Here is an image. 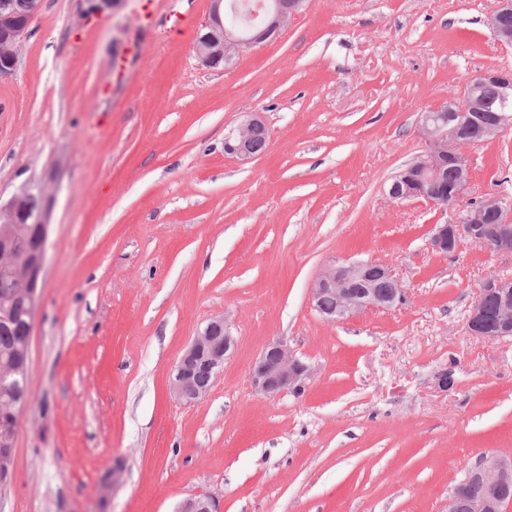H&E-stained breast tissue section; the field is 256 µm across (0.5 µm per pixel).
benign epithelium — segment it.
Masks as SVG:
<instances>
[{"label":"benign epithelium","mask_w":512,"mask_h":512,"mask_svg":"<svg viewBox=\"0 0 512 512\" xmlns=\"http://www.w3.org/2000/svg\"><path fill=\"white\" fill-rule=\"evenodd\" d=\"M305 0H264L261 9L268 25L244 37L224 26V0H212L204 33L196 43L200 62L212 69L267 39V32H281L302 11ZM116 0H78L75 22L86 23L109 15ZM489 24L502 44L512 45V0H497ZM31 19L0 9V76L14 73ZM495 86L504 98L512 94V70L489 69L470 79L448 104L422 115L424 150L395 177L389 189L394 200L422 199L439 203L437 191L445 171H450L460 197L470 185V163L464 147L500 137L512 128V108L503 107L472 127L461 117L481 115L486 91ZM266 129L262 120L250 117L239 123L224 141V152L241 160L258 155L253 148L255 133ZM54 205L53 178L21 183L12 196L0 200V279L12 298L26 304L27 315L35 318L39 309L43 271L47 258L50 216ZM464 240L489 244L496 253H512V211L496 196L483 198L466 210L454 224H436L429 241L431 250L446 255ZM336 300L331 311L322 307L326 297ZM315 310L331 322L343 321L365 309L391 310L406 299V289L393 267L372 261L338 262L324 269L311 288ZM495 316L489 318L488 303ZM469 332L483 339L512 338V279H485L467 317ZM235 347L226 317L209 318L187 345L170 378L171 393L185 403L205 398L224 371V361ZM310 377L306 364L297 358L284 340L265 345L249 371L254 393L271 398L285 391H298ZM32 403L27 395L12 403V425L0 430V488L13 477L15 447L20 416ZM121 467L116 465L100 481L99 493L106 497L118 486ZM491 487L490 496L464 497L463 488L472 480ZM221 496L216 492L183 500L177 512H220ZM447 512H512V458L495 457L471 467L461 483L448 492Z\"/></svg>","instance_id":"7a95c632"}]
</instances>
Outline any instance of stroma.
<instances>
[{"instance_id":"obj_1","label":"stroma","mask_w":512,"mask_h":512,"mask_svg":"<svg viewBox=\"0 0 512 512\" xmlns=\"http://www.w3.org/2000/svg\"><path fill=\"white\" fill-rule=\"evenodd\" d=\"M494 5L306 0L279 37L210 69L194 50L210 0H119L81 27L76 0H41L0 78V195L56 184L33 404L0 512H176L207 491L223 512H445L477 459L512 458V339L466 328L512 256L428 245L471 201H512V130L467 148L454 205L388 195L423 149L422 113L512 67ZM254 113L269 142L243 162L224 141ZM345 260L392 266L405 304L323 320L310 289ZM220 314L233 354L208 396L179 402L170 372ZM275 339L311 376L264 398L249 370Z\"/></svg>"}]
</instances>
